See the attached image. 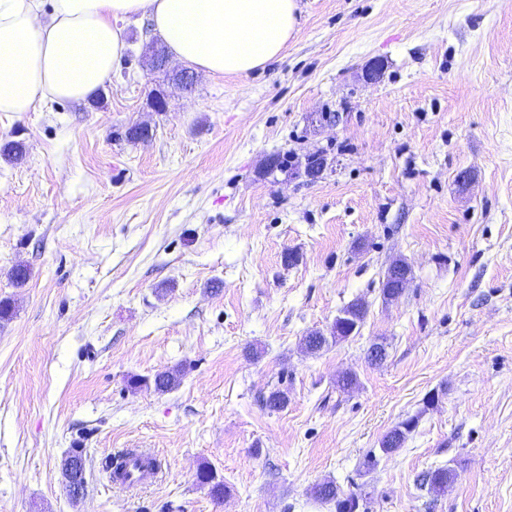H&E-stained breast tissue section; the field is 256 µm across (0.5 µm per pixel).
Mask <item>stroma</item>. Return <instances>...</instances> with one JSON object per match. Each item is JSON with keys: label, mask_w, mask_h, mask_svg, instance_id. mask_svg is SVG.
<instances>
[{"label": "stroma", "mask_w": 512, "mask_h": 512, "mask_svg": "<svg viewBox=\"0 0 512 512\" xmlns=\"http://www.w3.org/2000/svg\"><path fill=\"white\" fill-rule=\"evenodd\" d=\"M300 7L255 72L180 89L181 63L151 71L148 25L127 21L99 105L0 113V143L26 145L0 159V512H335L310 494L326 479L363 512H512V0ZM135 124L151 138L128 141ZM320 151L312 180L265 166ZM398 259L412 278L387 302ZM356 298L359 334L301 350ZM176 366L170 392L128 386ZM124 448L161 456L155 482H112ZM448 466L447 494L421 486ZM416 425V419L409 418L395 426L380 441L381 452L389 455L402 448ZM78 449L69 453L61 465V482L67 492L75 484L86 483L83 451Z\"/></svg>", "instance_id": "35a3bbf8"}]
</instances>
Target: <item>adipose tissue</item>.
I'll return each mask as SVG.
<instances>
[{
    "instance_id": "obj_1",
    "label": "adipose tissue",
    "mask_w": 512,
    "mask_h": 512,
    "mask_svg": "<svg viewBox=\"0 0 512 512\" xmlns=\"http://www.w3.org/2000/svg\"><path fill=\"white\" fill-rule=\"evenodd\" d=\"M299 12L298 0H0V113L90 103L126 49L120 20L147 21L181 63L245 75L281 54Z\"/></svg>"
}]
</instances>
